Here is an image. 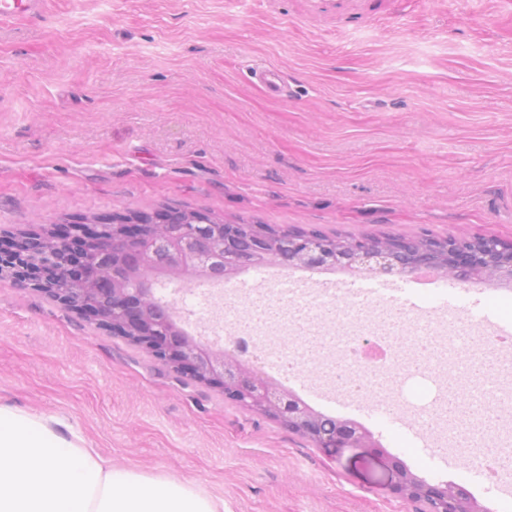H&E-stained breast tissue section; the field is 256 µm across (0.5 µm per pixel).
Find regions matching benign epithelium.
Masks as SVG:
<instances>
[{"instance_id":"obj_1","label":"benign epithelium","mask_w":512,"mask_h":512,"mask_svg":"<svg viewBox=\"0 0 512 512\" xmlns=\"http://www.w3.org/2000/svg\"><path fill=\"white\" fill-rule=\"evenodd\" d=\"M215 225L204 215L188 224L183 232L157 235L155 224H133L126 218L103 224H62L52 231L68 239L70 256L66 268L55 264V254L34 248L39 235L22 241L14 238L0 243V273H9L21 288L47 294L65 307L84 312L104 329L125 337L180 376L196 382L215 384L224 398L268 414L333 454L348 449L371 448L382 452V445L357 422L340 423L334 432L323 435L321 423L310 409L290 391L259 375L247 362L224 351L211 350L185 335L146 288H121L125 281L143 282L153 278L143 260L151 251L162 250L172 267L182 265L177 245L189 241L200 254L211 251L209 240ZM261 258L281 262L276 252L259 250L249 256L239 254L224 242V260L212 271L219 279L239 270L246 261ZM288 264L295 266L366 268L377 274L395 273L389 255L369 244L357 246L345 257L326 244L309 237L288 239ZM491 267L495 278L512 283V242L497 237L483 240L482 250L463 256L459 266L448 267V274L464 281L478 270ZM425 494L435 502V512H468L465 504L448 497V483L429 484Z\"/></svg>"}]
</instances>
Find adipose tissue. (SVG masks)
Instances as JSON below:
<instances>
[{"label": "adipose tissue", "mask_w": 512, "mask_h": 512, "mask_svg": "<svg viewBox=\"0 0 512 512\" xmlns=\"http://www.w3.org/2000/svg\"><path fill=\"white\" fill-rule=\"evenodd\" d=\"M0 512H224L194 486L113 468L55 417L0 404Z\"/></svg>", "instance_id": "adipose-tissue-1"}]
</instances>
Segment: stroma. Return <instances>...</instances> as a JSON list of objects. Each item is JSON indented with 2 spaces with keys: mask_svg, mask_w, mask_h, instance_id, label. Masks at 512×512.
Listing matches in <instances>:
<instances>
[{
  "mask_svg": "<svg viewBox=\"0 0 512 512\" xmlns=\"http://www.w3.org/2000/svg\"><path fill=\"white\" fill-rule=\"evenodd\" d=\"M0 20V239L187 208L353 236L512 240V9L371 0L350 20L308 0H44ZM283 71L269 97L261 65ZM314 411L384 454L324 453L273 417L0 276V404L55 416L117 468L188 482L227 512H427L419 476L497 494L478 462L306 375Z\"/></svg>",
  "mask_w": 512,
  "mask_h": 512,
  "instance_id": "stroma-1",
  "label": "stroma"
}]
</instances>
